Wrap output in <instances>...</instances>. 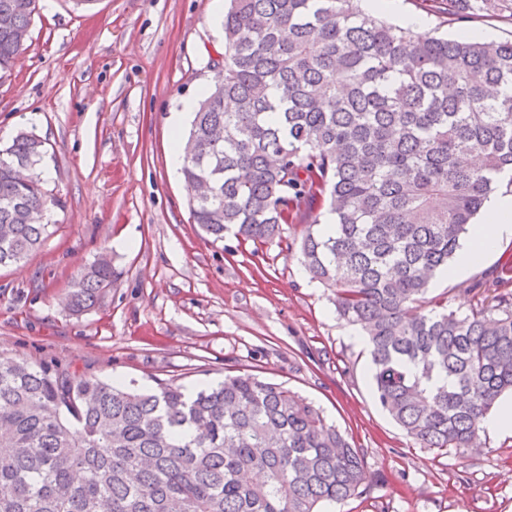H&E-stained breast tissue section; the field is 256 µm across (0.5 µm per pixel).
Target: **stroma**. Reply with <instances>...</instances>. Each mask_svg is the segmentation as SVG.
Returning a JSON list of instances; mask_svg holds the SVG:
<instances>
[{"label":"stroma","mask_w":512,"mask_h":512,"mask_svg":"<svg viewBox=\"0 0 512 512\" xmlns=\"http://www.w3.org/2000/svg\"><path fill=\"white\" fill-rule=\"evenodd\" d=\"M39 7L25 50L0 78V145L21 130L44 141L56 204L44 243L0 268V356L146 390L162 379L193 392L250 369L320 406L359 448L373 482L336 512H512V435L483 434L481 451L464 459L439 456L376 403L366 345L300 262L305 225L286 226V245L256 246L230 233L212 240L192 223L189 186L168 173V118L224 61L211 0ZM401 8L454 38H512L511 23L451 21L433 0ZM104 252L110 288L71 315L72 279ZM509 259L512 241L464 276L434 280L429 295L470 312L493 295L492 276Z\"/></svg>","instance_id":"35a3bbf8"}]
</instances>
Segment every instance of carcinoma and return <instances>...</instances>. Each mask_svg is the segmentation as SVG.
Masks as SVG:
<instances>
[{
  "label": "carcinoma",
  "mask_w": 512,
  "mask_h": 512,
  "mask_svg": "<svg viewBox=\"0 0 512 512\" xmlns=\"http://www.w3.org/2000/svg\"><path fill=\"white\" fill-rule=\"evenodd\" d=\"M444 2L452 18L512 20V0ZM37 13L0 0V71ZM44 155L26 132L0 149V266L47 233L30 221L51 203ZM212 167L193 223L280 244L310 221L301 264L367 336L377 403L420 447L469 456L512 393V292L468 314L427 293L489 195L512 193V39L417 34L361 0H230L224 81L198 103L182 172L198 185ZM112 275L109 260L82 271L70 310ZM370 482L319 408L247 369L188 395L0 358V512H326Z\"/></svg>",
  "instance_id": "1"
}]
</instances>
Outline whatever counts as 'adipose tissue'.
<instances>
[{"mask_svg":"<svg viewBox=\"0 0 512 512\" xmlns=\"http://www.w3.org/2000/svg\"><path fill=\"white\" fill-rule=\"evenodd\" d=\"M512 240V194H499L488 198L482 210V219L472 236L461 248L456 262L448 271L457 277L475 266L486 254L496 251L500 244Z\"/></svg>","mask_w":512,"mask_h":512,"instance_id":"obj_1","label":"adipose tissue"}]
</instances>
